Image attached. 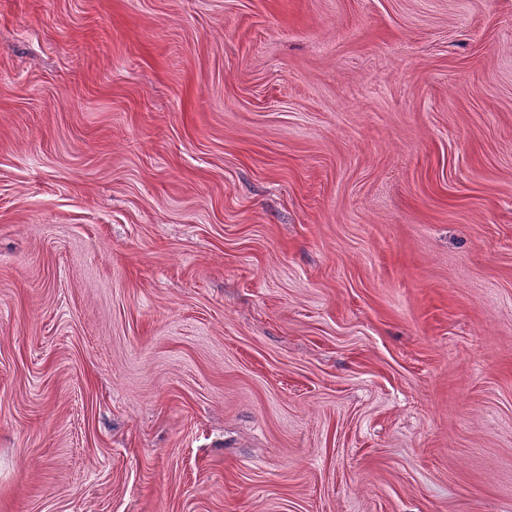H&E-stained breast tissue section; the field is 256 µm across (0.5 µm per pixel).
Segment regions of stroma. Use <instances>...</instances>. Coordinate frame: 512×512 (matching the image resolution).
<instances>
[{
  "label": "stroma",
  "mask_w": 512,
  "mask_h": 512,
  "mask_svg": "<svg viewBox=\"0 0 512 512\" xmlns=\"http://www.w3.org/2000/svg\"><path fill=\"white\" fill-rule=\"evenodd\" d=\"M0 512H512V0H0Z\"/></svg>",
  "instance_id": "stroma-1"
}]
</instances>
